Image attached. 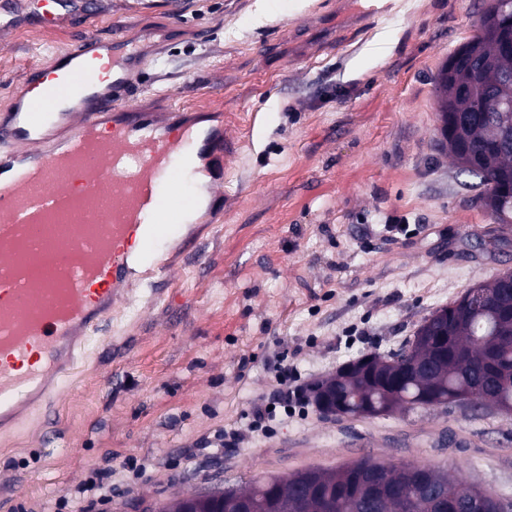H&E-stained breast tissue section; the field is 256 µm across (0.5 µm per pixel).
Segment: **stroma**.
Listing matches in <instances>:
<instances>
[{"instance_id":"1","label":"stroma","mask_w":512,"mask_h":512,"mask_svg":"<svg viewBox=\"0 0 512 512\" xmlns=\"http://www.w3.org/2000/svg\"><path fill=\"white\" fill-rule=\"evenodd\" d=\"M85 3L73 24L0 34V114L26 70L77 36L119 34L140 49L137 106L223 116L224 215L193 224L187 247L164 241L172 276L134 289L56 398L0 433V512H50L95 468L112 470L109 512H158L365 455L512 502V415L475 404L346 418L311 403L271 435L212 445L274 396L279 365L313 387L512 272V224L475 203L438 146L434 76L487 0H389L375 18L365 0H288L259 25L257 0ZM129 457L146 459L140 475Z\"/></svg>"}]
</instances>
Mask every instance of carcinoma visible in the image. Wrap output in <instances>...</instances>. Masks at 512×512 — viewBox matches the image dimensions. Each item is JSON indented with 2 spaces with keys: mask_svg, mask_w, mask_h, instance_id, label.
<instances>
[{
  "mask_svg": "<svg viewBox=\"0 0 512 512\" xmlns=\"http://www.w3.org/2000/svg\"><path fill=\"white\" fill-rule=\"evenodd\" d=\"M512 22V0H489L480 27L463 47L481 61L477 70L446 63L435 77L441 122V150L454 158L459 172L477 180L483 208L497 224H512V52L486 29V21ZM493 296L489 306L476 309L465 292L418 325L413 339L387 357L388 373L401 377L391 390L351 379H326L315 387L316 402L325 412L341 403L353 416L368 408L374 415L396 410L410 412L424 394L432 392L453 402L467 394L487 399L512 413V280L498 277L481 286ZM383 469L404 486L416 472H427L435 485L459 501L471 500L462 478H450L430 465L392 463L362 457L329 472L300 471L276 478L271 512H336L325 507V497L341 491L353 501L343 512H398L400 503L381 500L372 508L364 500L369 472Z\"/></svg>",
  "mask_w": 512,
  "mask_h": 512,
  "instance_id": "obj_1",
  "label": "carcinoma"
}]
</instances>
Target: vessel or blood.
<instances>
[{
  "label": "vessel or blood",
  "instance_id": "vessel-or-blood-1",
  "mask_svg": "<svg viewBox=\"0 0 512 512\" xmlns=\"http://www.w3.org/2000/svg\"><path fill=\"white\" fill-rule=\"evenodd\" d=\"M19 0H0V30L43 22ZM140 50L120 36L80 37L25 77L26 93L0 122V431L57 391L81 342L132 289L169 277L157 258L210 175L185 187V154L202 157L213 137L176 133L159 112L131 110L128 71ZM61 260L33 282L34 253Z\"/></svg>",
  "mask_w": 512,
  "mask_h": 512
}]
</instances>
